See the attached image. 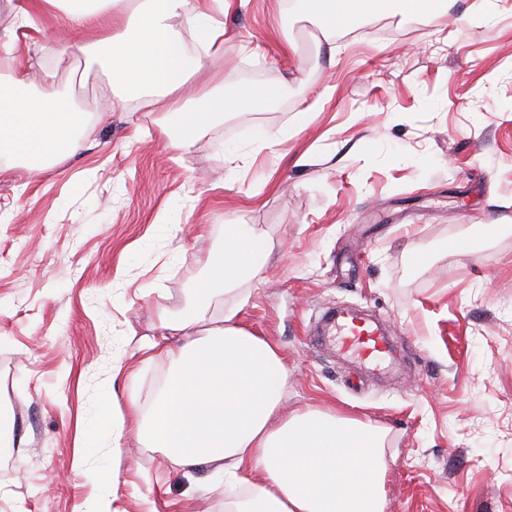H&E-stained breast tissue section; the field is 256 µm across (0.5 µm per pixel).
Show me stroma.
<instances>
[{"mask_svg": "<svg viewBox=\"0 0 512 512\" xmlns=\"http://www.w3.org/2000/svg\"><path fill=\"white\" fill-rule=\"evenodd\" d=\"M229 3L224 50L198 83L253 69L280 94L225 113L219 141L175 147L176 119L139 104L99 115L109 72L57 12L36 16L0 71L57 66L72 98L77 75L93 79L82 151L0 177V512H79L86 469L107 461L115 512H224L206 470L169 469L129 432L82 448L77 430L102 400L127 418L146 407L168 364L143 363L138 339L186 307L228 223L273 250L264 283L212 316L240 306L244 328L278 346L286 410L384 430V512H512V0L362 21L330 60L313 19L281 0ZM271 129L283 137L268 149ZM331 307L384 320L395 367L313 348Z\"/></svg>", "mask_w": 512, "mask_h": 512, "instance_id": "stroma-1", "label": "stroma"}]
</instances>
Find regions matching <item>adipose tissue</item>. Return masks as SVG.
Masks as SVG:
<instances>
[{
	"mask_svg": "<svg viewBox=\"0 0 512 512\" xmlns=\"http://www.w3.org/2000/svg\"><path fill=\"white\" fill-rule=\"evenodd\" d=\"M313 18L327 53L336 50L338 30L359 20L396 11L422 14L447 8V0H294ZM17 30L0 36V53L12 55L20 31L36 12L57 10L71 27L86 31L91 49L112 72L101 91L103 112H125L137 101L180 118V147L202 131L216 132L224 115L272 103V86L245 85L224 93L204 85L190 96L181 90L224 46V0H18ZM188 18L201 48L189 55L171 21ZM28 74L15 89L0 92V155L42 168L82 147L83 112L64 105L56 75L43 71L39 95L25 94ZM271 245L263 234L226 225L221 253L210 254L211 274L196 289L190 310L160 319L161 340L141 350L170 365L146 411L132 419L138 442L161 451L169 467L209 468L225 490L247 485L244 500H228L225 512H384L389 463L383 432L370 422L306 407L283 415L288 370L277 346L236 321L237 308L210 319L208 310L227 293L257 287ZM124 430L111 408L98 409L82 434L87 448H116Z\"/></svg>",
	"mask_w": 512,
	"mask_h": 512,
	"instance_id": "obj_1",
	"label": "adipose tissue"
}]
</instances>
